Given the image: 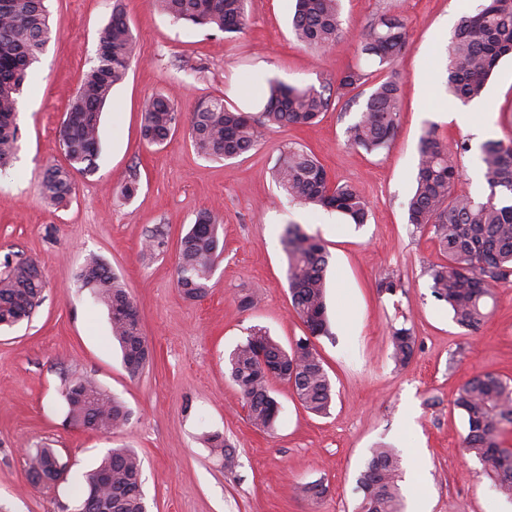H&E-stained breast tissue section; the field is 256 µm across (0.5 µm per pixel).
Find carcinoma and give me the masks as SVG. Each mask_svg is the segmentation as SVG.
<instances>
[{
	"label": "carcinoma",
	"instance_id": "carcinoma-1",
	"mask_svg": "<svg viewBox=\"0 0 512 512\" xmlns=\"http://www.w3.org/2000/svg\"><path fill=\"white\" fill-rule=\"evenodd\" d=\"M176 22L223 33L247 27V0H154ZM341 0H295L291 32L306 47L327 51L342 36ZM45 0H0V168L15 154L18 142V99L28 69L52 39ZM133 34L123 0H114L112 17L99 30L97 60L85 72L69 103L59 130V144L68 165L43 172L40 189L52 205L65 203L75 190V175L97 169L102 107L112 89L127 76L133 60ZM408 48L404 20L384 13L365 25L358 42L360 54L380 69L393 70ZM512 55V0H482L473 13L460 16L448 46V91L463 101L481 97L487 79L501 59ZM370 73L356 64L336 75V93L344 96L368 84ZM402 84L392 73L373 87L359 118L347 127V141L367 152L386 150L399 126ZM332 104L326 88L297 87L269 82L259 115L210 97L200 101L189 117V135L204 157L234 159L254 149L261 129L307 126ZM180 123L170 99L154 96L144 103L141 136L150 145L165 143ZM469 151L468 143L444 142L432 128L419 138L415 187L407 203L408 223L431 227L444 262L427 274L433 297L448 307L456 324L477 330L488 317L493 290L512 283V142L489 139L480 145V161L490 193L483 201L456 196L452 187L460 176L452 155ZM272 177L291 200L303 206L335 211L358 226L369 210L354 185L334 182L318 158L297 144H284L272 168ZM217 218L202 212L181 241L177 284L185 297H205L215 260L222 253ZM288 259L287 280L291 306L307 336L285 349L262 328L252 329L230 353L228 370L238 387L250 422L274 429L279 408L269 382L288 384L301 406L316 416L329 414L335 394L314 340L331 335L326 302L329 252L325 244L288 224L281 235ZM97 304L109 313L112 338L122 359H133L143 369L149 348L141 332L140 314L124 282L100 259H91L80 273ZM45 281L39 266L29 260L8 263L0 272V326L29 321L41 306ZM392 357L407 365L416 339L401 327L391 337ZM66 417L78 427L99 432L123 428L131 412L120 400L87 377L65 380L62 390ZM454 406L465 421L463 448L482 465L484 475L512 500V448L504 447V425H512V384L481 374L460 389ZM72 465L48 444L29 449L28 479L49 476L52 468ZM142 461L128 448H113L92 469L78 475L81 500L92 501L90 512H147L141 483ZM402 463L396 449L372 450L357 483L363 493L358 512H401L399 481Z\"/></svg>",
	"mask_w": 512,
	"mask_h": 512
}]
</instances>
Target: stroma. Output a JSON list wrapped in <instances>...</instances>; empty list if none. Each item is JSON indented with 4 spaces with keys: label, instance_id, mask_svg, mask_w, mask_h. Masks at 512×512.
Masks as SVG:
<instances>
[{
    "label": "stroma",
    "instance_id": "1",
    "mask_svg": "<svg viewBox=\"0 0 512 512\" xmlns=\"http://www.w3.org/2000/svg\"><path fill=\"white\" fill-rule=\"evenodd\" d=\"M480 0H342L345 35L328 51L295 42L288 20L294 0H249L244 32L224 34L174 22L151 0H124L134 59L101 114L97 171L78 178L75 195L56 207L42 196L46 165L64 163L58 130L70 98L97 53V35L112 0H46L57 36L28 71L19 98L18 150L0 169V260L30 259L46 279L31 323L0 329V512H62L80 498L73 482L32 485L25 448L48 443L74 464L93 467L126 446L142 460L147 512H356L357 478L372 448L402 457L404 512H512L462 440L466 424L454 400L473 375L512 379V285L496 288L479 331L459 327L437 302L426 274L443 260L429 229L407 222L418 143L434 127L448 141H468L457 158L455 193L485 197L479 147L512 138V58L504 59L482 98L448 97L444 62L459 16ZM390 12L407 23L410 45L394 69L403 83L399 128L389 150L369 154L347 143L364 97L339 101L315 124L266 130L250 153L232 160L198 155L186 125L163 145H146L141 107L168 97L181 114L212 96L239 108L261 98L268 81L332 85L358 63L356 35ZM460 112H484L481 134ZM312 150L333 180L357 186L366 224L290 203L271 169L282 144ZM137 193L124 197L129 177ZM215 215L224 251L207 295L186 298L176 284L181 238L198 213ZM288 224L318 236L331 254L327 304L331 337L317 350L336 392L328 416L306 412L292 390L273 381L280 406L274 431L252 425L228 376L230 352L251 328H266L283 346L306 333L292 309L281 233ZM161 228L163 253L142 243ZM100 257L126 284L141 318L151 360L126 370L111 339L108 313L81 288L78 273ZM396 294L378 292L386 277ZM258 303L241 310L242 296ZM411 328L416 352L404 367L392 357L395 328ZM88 375L130 409L112 433L74 426L65 414L64 376ZM223 436L230 458L211 454L206 435ZM323 483L316 501L300 486Z\"/></svg>",
    "mask_w": 512,
    "mask_h": 512
}]
</instances>
